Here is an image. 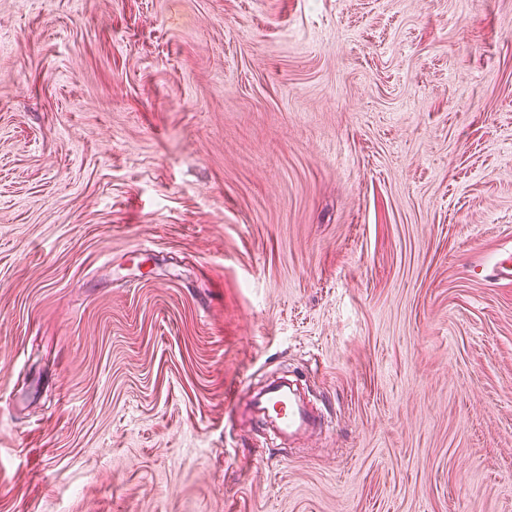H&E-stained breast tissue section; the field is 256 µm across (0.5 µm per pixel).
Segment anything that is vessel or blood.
<instances>
[{"label": "vessel or blood", "mask_w": 512, "mask_h": 512, "mask_svg": "<svg viewBox=\"0 0 512 512\" xmlns=\"http://www.w3.org/2000/svg\"><path fill=\"white\" fill-rule=\"evenodd\" d=\"M256 405L275 437L291 436L321 423L309 409L297 399L290 385L274 382L258 394Z\"/></svg>", "instance_id": "vessel-or-blood-1"}]
</instances>
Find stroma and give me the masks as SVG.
Masks as SVG:
<instances>
[{
  "instance_id": "stroma-1",
  "label": "stroma",
  "mask_w": 512,
  "mask_h": 512,
  "mask_svg": "<svg viewBox=\"0 0 512 512\" xmlns=\"http://www.w3.org/2000/svg\"><path fill=\"white\" fill-rule=\"evenodd\" d=\"M510 245L512 0H0V512H512ZM256 406L263 420L275 437H290L316 426L327 424V420L317 418L297 399L290 385L273 382L256 397Z\"/></svg>"
}]
</instances>
